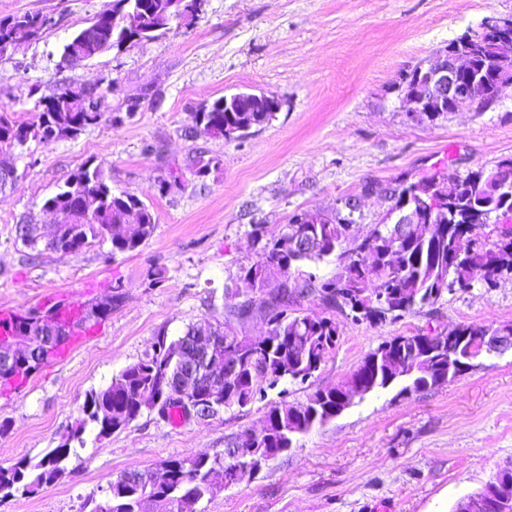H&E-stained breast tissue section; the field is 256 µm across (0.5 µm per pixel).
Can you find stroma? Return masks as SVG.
<instances>
[{"mask_svg": "<svg viewBox=\"0 0 512 512\" xmlns=\"http://www.w3.org/2000/svg\"><path fill=\"white\" fill-rule=\"evenodd\" d=\"M109 2L0 0V17L42 11L56 20L41 40L0 59V107L29 122L37 97L94 85L113 114L77 138L33 140L0 154V166L15 170L0 191V307L28 313L61 300L89 305L120 296L100 335L76 342L20 389L0 390V420L10 423L0 435L2 467L40 461L63 442L86 395L110 386L158 333L175 339L208 320L230 334L264 335L262 316L242 323L231 315L250 294L241 267L261 258L255 225L270 238L292 214L332 218L355 197L352 233L362 236L389 216L392 202L379 185L415 181L450 163L462 174L489 171L512 156V85L490 107L433 122L408 116L399 86L403 72L478 31L484 18H511L512 0H203L191 24L61 64L63 45ZM257 91L279 102L268 124L241 140L192 133L200 105ZM132 98L139 107L130 116ZM201 157L215 161L203 176ZM87 161L102 167L114 191L150 205L151 237L117 255L107 242L76 253L26 247L17 225L31 221L50 236L53 218L42 204ZM173 173L177 185L160 193ZM151 269L162 270L159 285H151ZM336 324V348L307 382H281L264 400L205 423L175 426L145 411L104 438L86 430L54 484L0 500V512H92L121 474L156 473L172 457L222 454L240 434L260 429L271 406L301 405L341 384L385 341L512 324V275L491 288L474 279L392 323L340 316ZM510 467L512 349L482 354L430 390L397 383L355 400L194 512H452L459 498Z\"/></svg>", "mask_w": 512, "mask_h": 512, "instance_id": "obj_1", "label": "stroma"}]
</instances>
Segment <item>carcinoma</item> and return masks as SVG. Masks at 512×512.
<instances>
[{
	"label": "carcinoma",
	"mask_w": 512,
	"mask_h": 512,
	"mask_svg": "<svg viewBox=\"0 0 512 512\" xmlns=\"http://www.w3.org/2000/svg\"><path fill=\"white\" fill-rule=\"evenodd\" d=\"M171 0H128L127 9L136 13L137 26L122 36L112 30L107 8L97 14L94 26L74 34L63 46L62 60L75 65L72 50L83 47L85 56L106 45L122 49L134 45L133 38L145 33L155 37L170 28ZM53 16L41 12H26L0 18V59L10 55L21 43L37 41L55 26ZM474 58L471 61L472 79L478 80L477 106L492 103L498 95V85L490 74L500 44L497 34L483 30L471 35ZM105 95L83 88L75 93L70 90L41 97L38 119L50 124L62 120L72 124L73 132L58 139H74L87 127L100 122L105 114ZM239 121L236 112L224 111V99L214 100L207 111L196 113V131L210 136L224 135V126ZM35 123L18 122L0 108V134L26 141L40 138V133L30 131ZM484 171H471L465 175L456 172L452 178L460 191L454 211L448 221L436 225L429 235L395 241L392 225L377 224L358 243L351 237L354 219L320 218L317 224L300 222L301 214H293L278 236L264 239L262 227L255 225L256 240L264 241L261 261L242 269L241 279L257 293L232 312L244 321L258 312L269 326V334L260 340L226 338L219 333L224 348L232 349L235 360L224 380L229 393V406L245 407L256 399H263L267 390L282 381L305 383L320 367L324 358L336 349L337 324L332 317H319L303 309V300L319 301L328 310L337 312L355 322L372 324L393 322L417 306L438 300L448 284L458 283L467 288L475 275L482 276L492 286L503 271L495 266L499 255L512 250V237L486 241L480 229L488 224L493 214L512 212V196L492 195L483 185ZM424 186L421 181L398 183L394 207L414 196V191ZM46 206L58 210L70 209L72 223L65 225L64 235L47 243L51 249L60 246L78 252L88 243L105 241V228L112 227V253L136 250L153 233L155 217L142 199L128 191L115 193L104 170L86 163L59 186L58 191L44 201ZM18 237L30 248H36L39 234L34 224H21ZM306 234L318 239V248L309 253L288 255L286 242L289 237ZM337 254L340 270L330 278L319 280L310 275L303 284L289 287L288 279L293 264L319 261ZM276 268L282 280L276 284L269 278L271 268ZM386 361L398 357L409 359L415 366L413 374L405 379L404 389L420 392L448 382V355L454 347L428 334L396 336L378 346ZM176 342L169 341L166 333L158 334L155 347L138 362L126 367L112 384L104 390L90 391L82 405V418L71 435L51 449L37 463L21 460L10 468L0 467V492L5 496L29 485L48 480L55 471L63 468L70 458L73 440L83 441L87 428L97 429L109 412L124 409L127 416H139L142 400L164 394L167 376L179 368ZM366 383L371 391L384 390L393 385L390 376L371 365L369 358L341 385L317 391L301 406L275 405L266 419L268 433L258 442L265 459L273 458L291 447L293 438L305 434L316 426L336 418V408L342 406L345 389L355 380ZM227 443L224 455L197 456L189 459L171 458L165 462L170 478L163 487L152 483L137 482V472H126L110 486L128 489L130 496L114 502L119 512H132L133 503L141 500L153 502L163 512L167 498L183 493H193L199 500L210 496L212 486L220 483L226 470L233 467Z\"/></svg>",
	"instance_id": "1"
}]
</instances>
